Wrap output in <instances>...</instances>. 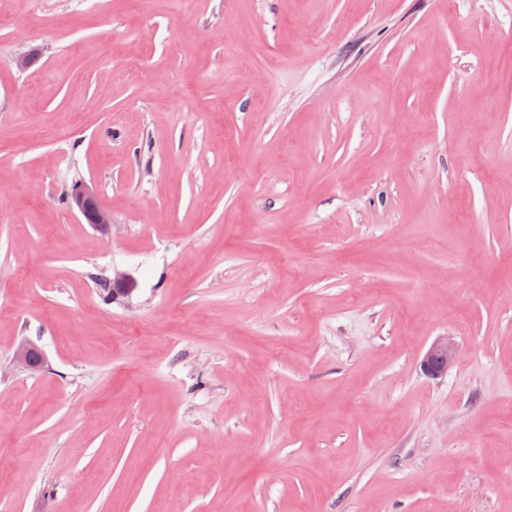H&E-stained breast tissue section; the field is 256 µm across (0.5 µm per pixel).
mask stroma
Instances as JSON below:
<instances>
[{"label": "stroma", "mask_w": 512, "mask_h": 512, "mask_svg": "<svg viewBox=\"0 0 512 512\" xmlns=\"http://www.w3.org/2000/svg\"><path fill=\"white\" fill-rule=\"evenodd\" d=\"M0 512H512V0H0ZM71 210H77L87 224L97 227L111 224V214L100 204L96 189L86 183H76L67 194ZM456 358V346L448 338H438L426 351L421 366L423 370L431 376H440L447 373L450 366Z\"/></svg>", "instance_id": "stroma-1"}]
</instances>
